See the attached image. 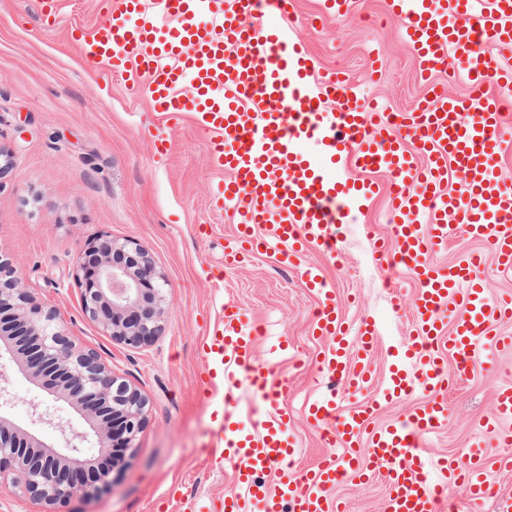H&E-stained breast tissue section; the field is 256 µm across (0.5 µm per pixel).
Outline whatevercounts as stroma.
Instances as JSON below:
<instances>
[{
    "label": "stroma",
    "instance_id": "1",
    "mask_svg": "<svg viewBox=\"0 0 512 512\" xmlns=\"http://www.w3.org/2000/svg\"><path fill=\"white\" fill-rule=\"evenodd\" d=\"M323 7L324 0H296L297 39L316 69H343L364 101L392 112L410 110L426 87L385 0H354L351 13L337 19L323 17ZM99 20L95 0H64L62 22L53 28L42 22L40 0H0V149L9 165L0 175V259L16 268L40 303L59 312L77 345L95 351L147 399L136 448L108 488L72 501L70 512H192L203 503L217 512L236 486L213 446L225 389L205 371L204 339L227 302L238 304L259 327L257 360L275 379L287 381L297 462L312 465L329 450L303 417L306 401L318 391V346L311 336L317 297L305 288L300 270L271 255L225 268L224 241L235 225L215 203L220 174L207 154L208 132L189 116L166 125L123 77L88 64L69 40L67 25ZM374 54L383 61L375 79L368 75ZM160 139L166 152L155 149ZM387 207L386 194L373 197L354 212L337 256L313 247L304 258L335 288L349 320L377 322V381L388 377L393 351L408 334L416 288L403 269H385L372 259L373 238L388 235ZM202 224L212 225L210 236L200 235ZM95 237L142 244L163 275V330L154 342L140 348L113 342L85 316L77 258ZM467 250L483 255L491 295L512 292V277L498 272L489 244L465 232L437 259L449 262ZM0 373L11 394L0 404V418L54 443V433L30 407L44 398L43 388L18 369L3 340ZM507 383L512 352L488 353L449 393L447 424L425 438L429 453L461 461L477 442L495 453V439L481 422L493 412L496 390ZM333 493L348 512H383L382 479L347 480Z\"/></svg>",
    "mask_w": 512,
    "mask_h": 512
}]
</instances>
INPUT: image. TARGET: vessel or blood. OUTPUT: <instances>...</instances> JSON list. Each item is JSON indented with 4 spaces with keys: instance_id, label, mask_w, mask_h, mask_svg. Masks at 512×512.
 I'll list each match as a JSON object with an SVG mask.
<instances>
[{
    "instance_id": "1",
    "label": "vessel or blood",
    "mask_w": 512,
    "mask_h": 512,
    "mask_svg": "<svg viewBox=\"0 0 512 512\" xmlns=\"http://www.w3.org/2000/svg\"><path fill=\"white\" fill-rule=\"evenodd\" d=\"M386 5L418 77L429 83L408 112L365 107L342 71L316 72L296 39L295 0H97L103 27L68 28L88 61L144 91L166 123L190 114L210 132V160L224 173L215 196L236 219L224 245L226 268L249 254L296 264L311 245L336 253L337 225L379 192L377 183L340 175L341 165L392 175L391 235L375 241L374 255L404 268L417 288L409 335L382 396L397 401L419 386L430 395L406 419L378 426L376 403L343 408L335 393H318L303 415L331 450L312 466L294 467L288 384L271 380L257 362L259 328L238 304L225 303L205 347L207 374L228 387L217 438L239 492L225 496L224 512H347L333 488L377 476L387 488L384 512H437L451 486L462 489L470 512H481L491 499L498 512H512V496L498 493L489 479L490 472L512 471L511 455L473 448L462 467L422 446L447 422L448 390L461 381L462 366L489 350H512V336L488 333L512 318V293L489 295L480 255L464 252L444 266L432 260L461 228L489 242L498 268L512 273V187L497 169L505 112L491 91L512 85V69L483 59L486 46L512 48V0ZM452 57L468 65L467 97L449 95L433 81ZM452 169L461 175L455 189L448 186ZM302 280L319 298L312 328L320 344L316 372L349 391L364 390L374 379V321L350 327L318 268L303 267ZM451 358L458 362L453 370ZM239 391L260 394L266 407L247 431L230 409ZM511 418L512 386L503 385L485 427L512 444V433L499 428Z\"/></svg>"
}]
</instances>
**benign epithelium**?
I'll return each mask as SVG.
<instances>
[{
	"label": "benign epithelium",
	"instance_id": "1",
	"mask_svg": "<svg viewBox=\"0 0 512 512\" xmlns=\"http://www.w3.org/2000/svg\"><path fill=\"white\" fill-rule=\"evenodd\" d=\"M85 314L112 340L132 348L152 343L163 329L162 277L141 244L98 238L78 257ZM0 313L16 326L21 351L33 372L70 388L85 403L86 415L112 425V460L121 462L135 447L146 421L147 400L116 377L88 349L79 348L60 327L57 313L42 306L26 288L14 266L0 263ZM33 414L64 444L34 446L11 423L0 421V475L22 489L35 504L65 506L86 499L111 483L112 471L98 473L95 484L78 466L86 435L74 430L50 408L31 404Z\"/></svg>",
	"mask_w": 512,
	"mask_h": 512
}]
</instances>
